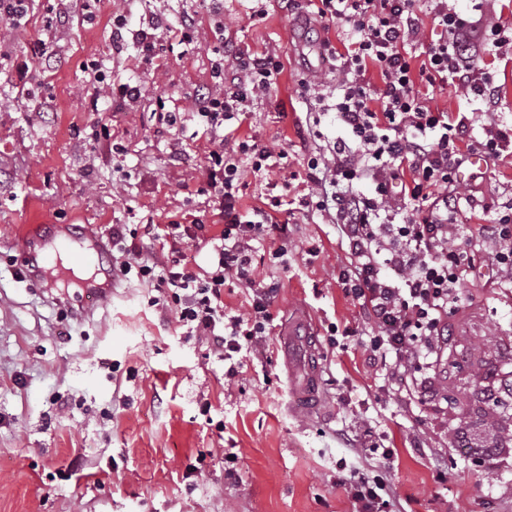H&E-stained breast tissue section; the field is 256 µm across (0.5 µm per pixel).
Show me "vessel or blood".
Returning a JSON list of instances; mask_svg holds the SVG:
<instances>
[{"label":"vessel or blood","instance_id":"obj_1","mask_svg":"<svg viewBox=\"0 0 512 512\" xmlns=\"http://www.w3.org/2000/svg\"><path fill=\"white\" fill-rule=\"evenodd\" d=\"M71 245L70 264L90 266L94 278L89 285L97 295L112 292V261L101 238L74 231L66 224L55 227L54 234L40 243L28 242L24 248L25 260L20 270L22 278L36 283L48 275L64 276L66 269L58 256L57 247ZM279 335L288 354L290 405L302 408L312 404L320 384L318 353L312 342L311 321L305 308L291 309L279 329Z\"/></svg>","mask_w":512,"mask_h":512}]
</instances>
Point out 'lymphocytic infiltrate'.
Masks as SVG:
<instances>
[{
	"label": "lymphocytic infiltrate",
	"instance_id": "f902f5d3",
	"mask_svg": "<svg viewBox=\"0 0 512 512\" xmlns=\"http://www.w3.org/2000/svg\"><path fill=\"white\" fill-rule=\"evenodd\" d=\"M316 15L347 33L341 46L325 44L322 60L339 77L337 95L301 81L303 98L335 111L342 137L321 146L307 161L308 194L301 204L327 214L345 243L347 263L341 284L365 312L368 325L354 330L365 337L372 361L392 359L391 384L409 393L435 389L436 368L455 331L451 320L473 282L476 249L485 241L497 248L486 263L512 274V199L482 207L486 224L457 221L461 196L458 173L469 156L496 160L512 153V128L483 125L474 135L467 116L431 105L418 87L455 84L474 97L486 96L495 80L481 67L483 52L512 45V28L488 25L449 8L448 0H429L439 34L415 60L407 47L417 42L422 21L416 0H316ZM163 16L128 34L123 18H115V51L135 45L145 63L159 56L157 31ZM240 79L224 92L199 90L196 114L213 144L207 157L206 191L224 226L210 238L215 261L198 273L180 260H162L127 241V227H112V278L128 275L168 295L182 325L212 337L232 359L261 343L272 319L274 288L256 279L252 241L272 232L286 233L271 204L240 207L241 165L254 172L268 170L271 149L246 140L230 143L227 121L239 116L250 96L270 94L284 70L278 55H249L225 50L215 60L216 78L225 69ZM378 70L380 84L368 79ZM370 181V193L358 191ZM236 278L249 292L248 316L227 315L222 296L227 278ZM355 512H394L395 497L381 477L354 469L349 477Z\"/></svg>",
	"mask_w": 512,
	"mask_h": 512
}]
</instances>
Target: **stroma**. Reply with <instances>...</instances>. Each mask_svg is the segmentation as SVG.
<instances>
[{
    "label": "stroma",
    "mask_w": 512,
    "mask_h": 512,
    "mask_svg": "<svg viewBox=\"0 0 512 512\" xmlns=\"http://www.w3.org/2000/svg\"><path fill=\"white\" fill-rule=\"evenodd\" d=\"M56 5L29 0L20 23L0 21V512H354L347 479L356 468L395 489L399 512H512V453L476 467L452 439L479 389L457 391L452 409L409 402L369 364L363 342L344 334L363 321L338 281L345 250L328 216L299 207L308 157L319 139L342 133L332 112L320 115L321 138L304 122L300 80L336 84L328 70L310 73L293 50L292 33L315 26L307 7L95 0L88 10L74 0L53 23ZM187 13L195 26L183 42L175 30ZM155 14L171 26L160 34L157 66L141 63L132 47L113 52L115 17L135 31ZM224 36L238 50L280 56L276 89L248 100L235 135L287 154L270 173L246 174L240 191L245 209L278 198L288 239L254 244L256 275L278 290L273 325L264 342L229 362L153 305L155 290L135 275L101 303L71 281L36 288L18 276L30 231L89 225L106 238L116 224L140 230L198 218L206 232L183 251L194 271L208 268V238L223 222L201 191L208 144L194 97L217 86L211 63ZM94 61L140 85V102L91 101ZM482 64L499 88L494 112L450 85L435 89L433 104L510 125L512 50L483 54ZM98 112L106 128L97 134ZM462 172V197H512L511 157ZM282 245L287 253L276 257ZM504 280L478 270L454 317L457 335L493 344L496 366L512 357V288ZM295 306L307 309L320 352L319 400L310 410L289 406L278 335ZM344 431L369 434L394 454L386 462L355 457ZM229 448L235 461L224 459Z\"/></svg>",
    "instance_id": "35a3bbf8"
}]
</instances>
